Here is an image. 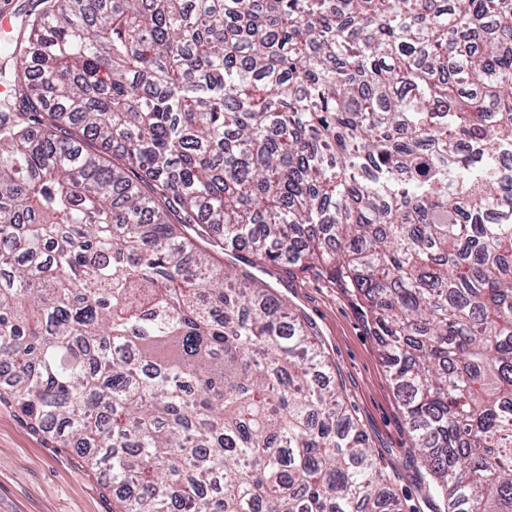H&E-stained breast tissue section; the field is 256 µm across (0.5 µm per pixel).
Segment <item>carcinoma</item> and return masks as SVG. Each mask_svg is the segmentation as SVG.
<instances>
[{
    "mask_svg": "<svg viewBox=\"0 0 512 512\" xmlns=\"http://www.w3.org/2000/svg\"><path fill=\"white\" fill-rule=\"evenodd\" d=\"M0 44V364L119 512H402L303 319L368 310L442 512H512V0H47Z\"/></svg>",
    "mask_w": 512,
    "mask_h": 512,
    "instance_id": "cac0c4a2",
    "label": "carcinoma"
}]
</instances>
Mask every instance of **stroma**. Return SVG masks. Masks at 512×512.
I'll return each mask as SVG.
<instances>
[{"instance_id": "1", "label": "stroma", "mask_w": 512, "mask_h": 512, "mask_svg": "<svg viewBox=\"0 0 512 512\" xmlns=\"http://www.w3.org/2000/svg\"><path fill=\"white\" fill-rule=\"evenodd\" d=\"M271 285L314 332L344 402L404 512H439L408 434L399 398L381 361L362 300L318 270L260 263ZM107 476L35 428L10 400L0 401V512H114Z\"/></svg>"}]
</instances>
